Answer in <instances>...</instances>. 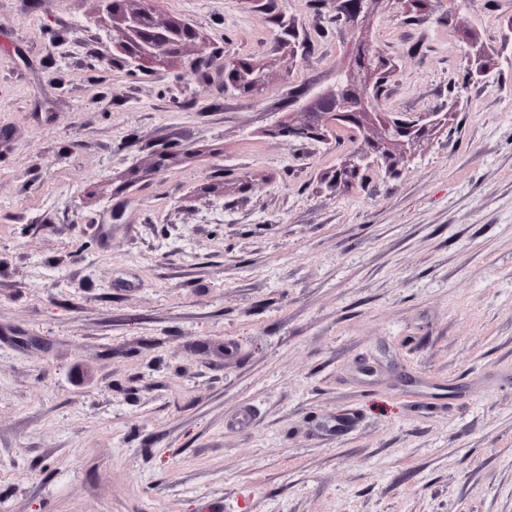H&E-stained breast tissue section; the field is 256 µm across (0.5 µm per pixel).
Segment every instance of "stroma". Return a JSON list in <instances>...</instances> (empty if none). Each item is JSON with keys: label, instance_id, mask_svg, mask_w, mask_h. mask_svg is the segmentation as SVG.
Segmentation results:
<instances>
[{"label": "stroma", "instance_id": "35a3bbf8", "mask_svg": "<svg viewBox=\"0 0 512 512\" xmlns=\"http://www.w3.org/2000/svg\"><path fill=\"white\" fill-rule=\"evenodd\" d=\"M150 4L0 0V512H512V0ZM142 12V10H136L121 14L118 17V24L123 26L128 33L125 41V51L127 55L133 59H141L156 54H168V52L172 51L177 52L190 32L187 34L186 38H182L181 41L176 42V46L173 48L166 41V33L169 31L170 27H163L154 20L149 30L142 29L139 19ZM370 101L369 87L359 85L351 78L341 79L332 92L315 97L308 106V112L313 118L331 117L336 125L349 122L359 128L357 117L366 113Z\"/></svg>", "mask_w": 512, "mask_h": 512}]
</instances>
